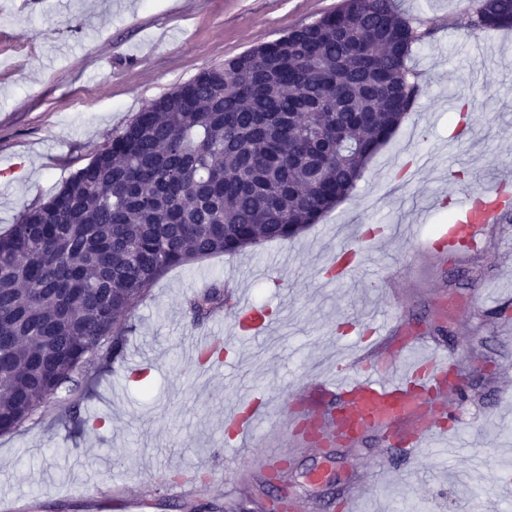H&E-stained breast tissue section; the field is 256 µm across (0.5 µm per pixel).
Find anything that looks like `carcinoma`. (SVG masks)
<instances>
[{
  "mask_svg": "<svg viewBox=\"0 0 512 512\" xmlns=\"http://www.w3.org/2000/svg\"><path fill=\"white\" fill-rule=\"evenodd\" d=\"M464 2L472 33L512 28V0ZM435 30L345 0L154 100L25 210L0 234V434L116 358L167 270L294 238L350 193L414 111L408 60ZM227 299L216 281L187 304L202 320Z\"/></svg>",
  "mask_w": 512,
  "mask_h": 512,
  "instance_id": "obj_1",
  "label": "carcinoma"
}]
</instances>
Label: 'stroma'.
Masks as SVG:
<instances>
[{"mask_svg":"<svg viewBox=\"0 0 512 512\" xmlns=\"http://www.w3.org/2000/svg\"><path fill=\"white\" fill-rule=\"evenodd\" d=\"M343 0H0L7 47L0 51V233L90 161L153 99L335 10ZM412 18L436 20L414 45L424 75L414 112L366 166L351 193L318 224L288 241L168 271L138 306L123 361L149 358L144 381L122 363H92L82 420L36 414L0 435V496L29 512H99L113 486L151 496L155 512H259L268 474L261 459L287 426L285 399L297 382L329 377L372 321H391L448 354L464 376L447 421L459 454L415 456L370 436L355 446H306L289 456L288 492L298 503L360 512H512V209L477 252L434 255L430 245L455 218L459 174L512 175V29L471 34L460 0H399ZM356 252L362 281L324 285L321 265ZM270 305L281 322L238 358L202 371L189 341H231L229 321H196L185 300L214 280ZM270 399L248 445L226 437L224 415L242 395ZM208 495L195 510L170 497L188 470ZM245 491H237L241 478Z\"/></svg>","mask_w":512,"mask_h":512,"instance_id":"1","label":"stroma"}]
</instances>
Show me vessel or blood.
Returning a JSON list of instances; mask_svg holds the SVG:
<instances>
[{
  "mask_svg": "<svg viewBox=\"0 0 512 512\" xmlns=\"http://www.w3.org/2000/svg\"><path fill=\"white\" fill-rule=\"evenodd\" d=\"M482 195L479 202L469 195L462 198L464 216L449 225L441 247L453 250L463 245L480 249L489 228L500 223L502 212L512 207V195L497 180H489ZM360 265L355 254L335 255L327 278H351L359 274ZM226 308L238 341L268 333L273 326L262 306L245 304L235 297ZM396 358L390 335L383 332L373 345L359 348L346 360L344 379L323 378L296 387L290 398L297 421L290 432L291 447L335 437L354 444L371 433L386 441H396L404 452L417 451L433 435L438 420L447 415L448 399L459 392L460 385L447 372L446 357L438 354L416 361L400 378H388L385 365ZM263 416L260 394H249L225 416L224 431L235 438L249 437ZM101 504L117 508L118 512H134L136 506H148L149 501L143 498L132 503L124 490L116 486Z\"/></svg>",
  "mask_w": 512,
  "mask_h": 512,
  "instance_id": "obj_1",
  "label": "vessel or blood"
}]
</instances>
